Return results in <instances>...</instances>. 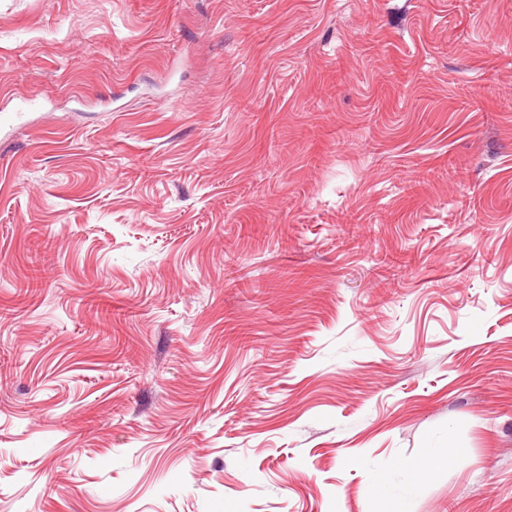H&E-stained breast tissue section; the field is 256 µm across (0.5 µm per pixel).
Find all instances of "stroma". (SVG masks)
Masks as SVG:
<instances>
[{
  "mask_svg": "<svg viewBox=\"0 0 512 512\" xmlns=\"http://www.w3.org/2000/svg\"><path fill=\"white\" fill-rule=\"evenodd\" d=\"M512 512V0H0V512ZM431 448L434 449L424 461L415 467L410 466L407 468V477L404 481L400 483L390 481L386 483L381 482L377 485L381 497L392 499L396 503L399 512H407L408 502L412 497L417 495L421 489V481L420 478L417 477V473L424 474L422 469H428L432 467L439 458L452 454V451L447 449V446L438 442L434 443Z\"/></svg>",
  "mask_w": 512,
  "mask_h": 512,
  "instance_id": "stroma-1",
  "label": "stroma"
}]
</instances>
